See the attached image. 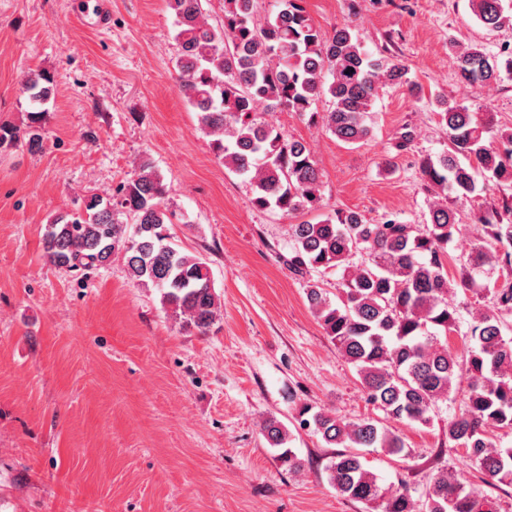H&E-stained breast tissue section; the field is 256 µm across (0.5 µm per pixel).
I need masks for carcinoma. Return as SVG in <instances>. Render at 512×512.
<instances>
[{
	"label": "carcinoma",
	"mask_w": 512,
	"mask_h": 512,
	"mask_svg": "<svg viewBox=\"0 0 512 512\" xmlns=\"http://www.w3.org/2000/svg\"><path fill=\"white\" fill-rule=\"evenodd\" d=\"M255 0H224L218 29L205 17L201 0H167L179 46L177 83L210 137L216 158L249 176L253 203L288 214L317 207L321 173L311 151L263 121L264 110L280 107L319 121L337 140L356 145L373 130L372 106L387 86L422 92L408 69L393 57H376L363 43L357 25L345 22L325 32L314 26L301 0H281L277 14L255 17ZM475 17L490 30L512 27V6L505 0H470ZM455 76L474 88L512 78V52L492 53L481 44L456 46ZM30 111L24 126L0 125V151L26 144L41 147L45 105L54 94L50 72L27 71L20 80ZM330 98L320 114L313 106ZM448 149L421 160L428 186L445 196L428 207L427 223L386 219L369 224L357 212L337 213L315 223L289 225L298 275L320 269L340 273V303L327 298L322 282L307 288V300L325 334L351 363L367 400L383 417L348 421L324 409L304 406L299 424L320 434L337 451L328 479L343 495L362 502L368 512H417L402 486L383 485L364 467L361 448H382L404 456L408 448L386 421L432 423L438 402L450 399L456 381L468 386L458 411L448 417V442L488 483L512 485V448H498L492 429L512 430V337L501 314L512 313V201L472 212L484 238L474 254L449 275L448 245L460 231L459 216L448 200L473 201L494 186L512 189V128L496 125L491 112L436 98ZM112 204L97 194L75 211L61 212L45 225L42 245L58 266L86 268L123 256L137 285L154 288L165 311L181 328L205 334L220 319V298L207 260L166 243L174 214L164 202L166 188L153 163L142 160L133 177L117 190ZM126 216L122 221L119 216ZM360 253L364 260L351 258ZM502 273L492 282L493 309L479 313L461 336L464 355L448 343L457 331V309L448 297L469 290L475 276ZM277 459L291 472L300 461L288 429L276 418L261 424ZM425 512H499V504L479 498L459 476L438 473L425 493Z\"/></svg>",
	"instance_id": "carcinoma-1"
}]
</instances>
